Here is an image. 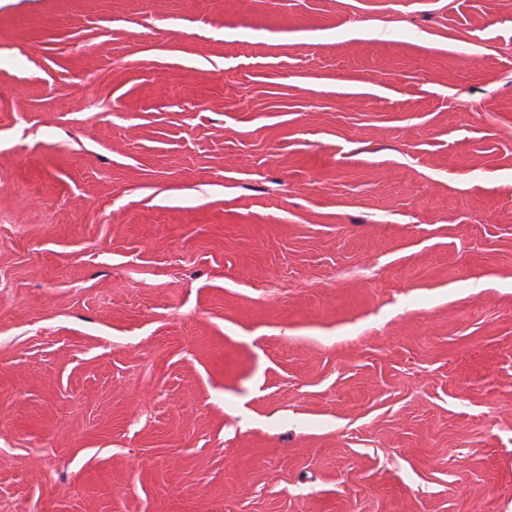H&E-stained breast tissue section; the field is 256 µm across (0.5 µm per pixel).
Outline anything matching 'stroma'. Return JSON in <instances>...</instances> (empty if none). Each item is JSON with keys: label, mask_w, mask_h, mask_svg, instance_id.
Instances as JSON below:
<instances>
[{"label": "stroma", "mask_w": 512, "mask_h": 512, "mask_svg": "<svg viewBox=\"0 0 512 512\" xmlns=\"http://www.w3.org/2000/svg\"><path fill=\"white\" fill-rule=\"evenodd\" d=\"M0 512H512V7L0 0Z\"/></svg>", "instance_id": "1"}]
</instances>
